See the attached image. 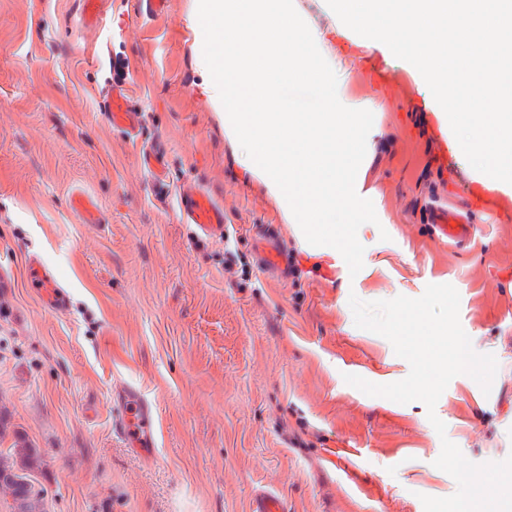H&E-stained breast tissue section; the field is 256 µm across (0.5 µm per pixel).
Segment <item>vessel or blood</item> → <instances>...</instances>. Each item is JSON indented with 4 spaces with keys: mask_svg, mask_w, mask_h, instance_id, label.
Returning <instances> with one entry per match:
<instances>
[{
    "mask_svg": "<svg viewBox=\"0 0 512 512\" xmlns=\"http://www.w3.org/2000/svg\"><path fill=\"white\" fill-rule=\"evenodd\" d=\"M104 117L113 128L128 135L136 134L143 122V113L131 94L125 77V65L112 64V78L102 91ZM141 162L154 176H161L167 153L162 141H155L141 154ZM179 206L185 223L193 225L197 237L220 238L224 235V206L209 193L195 185H184L179 192ZM432 222L440 233L452 242L466 241L473 236V227L467 224L456 209L435 211ZM258 249L264 266L280 268L288 263L274 237L260 241ZM28 278L38 288L45 303L56 310L67 307V296L47 275L38 259H30ZM112 425L127 444L143 455H151L155 448V414L152 405L132 386L120 387L115 393Z\"/></svg>",
    "mask_w": 512,
    "mask_h": 512,
    "instance_id": "1",
    "label": "vessel or blood"
}]
</instances>
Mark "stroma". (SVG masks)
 I'll list each match as a JSON object with an SVG mask.
<instances>
[{
	"label": "stroma",
	"mask_w": 512,
	"mask_h": 512,
	"mask_svg": "<svg viewBox=\"0 0 512 512\" xmlns=\"http://www.w3.org/2000/svg\"><path fill=\"white\" fill-rule=\"evenodd\" d=\"M194 13L195 0H169L152 21L137 0H105L86 26L79 0H0V269L13 280L0 292V457L35 449L30 480L45 512H251L263 490L289 512H424L422 496L457 489L434 465L442 438L475 463L512 455V193H488L471 242L441 237L426 210L465 208L479 177L401 60L336 38L351 93L379 106L364 179L378 222L359 228L364 266L350 275L338 250L306 241L227 139L197 65ZM116 57L144 112L133 141L102 116ZM158 139L162 194L138 155ZM188 183L223 202V240L184 223ZM79 195L101 223L83 221ZM263 224L279 228L288 277L256 259ZM228 248L243 263L233 279ZM34 254L66 311L29 288ZM430 284L458 290L474 350L498 363L491 392L459 375L430 410L346 384L410 371L355 325L350 296L416 298ZM124 385L156 411L151 456L112 431Z\"/></svg>",
	"instance_id": "35a3bbf8"
}]
</instances>
